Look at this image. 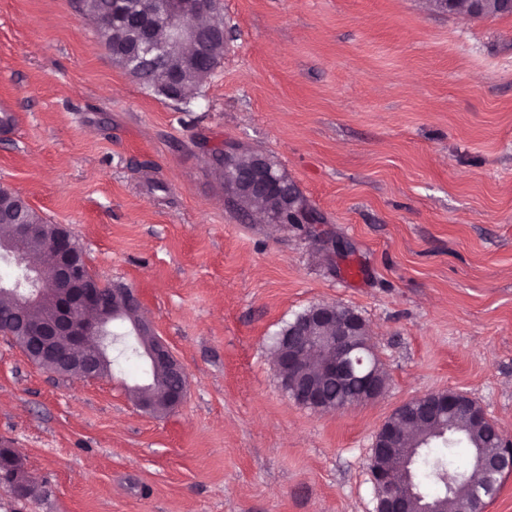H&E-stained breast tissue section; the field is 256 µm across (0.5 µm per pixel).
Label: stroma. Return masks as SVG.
Instances as JSON below:
<instances>
[{
    "label": "stroma",
    "instance_id": "35a3bbf8",
    "mask_svg": "<svg viewBox=\"0 0 512 512\" xmlns=\"http://www.w3.org/2000/svg\"><path fill=\"white\" fill-rule=\"evenodd\" d=\"M220 66L184 102L114 64L77 0H0V185L136 290L184 403L142 412L143 360L89 380L0 335V445L44 493L0 512H376L379 428L459 390L512 436V15L428 0H222ZM262 154L347 242L247 220L210 149ZM365 319L381 397L317 412L274 338L315 304Z\"/></svg>",
    "mask_w": 512,
    "mask_h": 512
}]
</instances>
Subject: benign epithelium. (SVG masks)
<instances>
[{"instance_id":"benign-epithelium-1","label":"benign epithelium","mask_w":512,"mask_h":512,"mask_svg":"<svg viewBox=\"0 0 512 512\" xmlns=\"http://www.w3.org/2000/svg\"><path fill=\"white\" fill-rule=\"evenodd\" d=\"M218 11L215 0H148L144 4L145 24L134 36L135 43L129 46V51L139 55L152 54L165 67L168 73L166 94L170 99L187 98V85L194 73L192 63L206 55L212 45L224 41V25L202 21ZM224 185L232 198H268L275 194L274 186L263 176L259 164L240 170L224 166ZM263 222L306 224L318 237H325L321 221L310 205H289L270 211L263 216ZM0 224L13 227L9 236L0 237V258L19 273L16 281L0 284V298L11 299L15 312L22 318L30 307L44 300L47 292L41 266L20 249L21 241L43 230V226L20 224L12 215L2 213ZM52 244L59 261L54 284L66 286V293L55 298L52 320L27 330V338L42 345L38 358L54 364L59 373L101 377L111 366L112 330L125 323L124 310H141L140 297L131 288H117L112 308L102 306L95 279L84 272L85 257L64 226H58ZM366 333L365 320L352 309L340 304L312 306L295 323L288 343L275 353V367L284 391L299 404L316 411L341 409L339 404H328L322 386L305 376L309 356L320 353L323 377L356 379L363 389L365 401L381 396L385 380L361 354V350L368 347L364 339ZM124 335L135 336L141 355L150 368L166 365L179 379V389L167 393L162 400L169 411L177 409L187 394V375L182 365L142 318L130 323V329ZM407 407L414 409L417 419L432 421L473 408L481 423L489 425L497 448L496 453L481 459L478 470L495 469L503 457L512 461V438L505 435L469 395L440 391L412 398L395 409L375 436L373 454L400 462L396 472L385 468L370 469L375 489L381 492L377 512H440L437 507L423 502L411 481L410 453L402 446L403 428L408 421L402 410ZM9 479L16 487L36 495L40 492V487L30 479L23 466L13 471Z\"/></svg>"}]
</instances>
